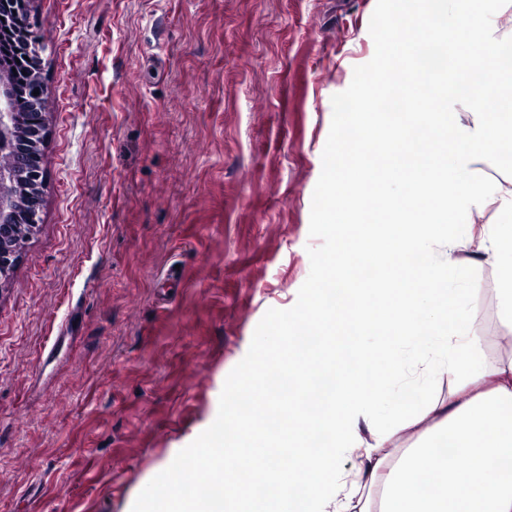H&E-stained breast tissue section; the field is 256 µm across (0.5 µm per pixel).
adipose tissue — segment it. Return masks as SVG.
<instances>
[{"label":"adipose tissue","mask_w":512,"mask_h":512,"mask_svg":"<svg viewBox=\"0 0 512 512\" xmlns=\"http://www.w3.org/2000/svg\"><path fill=\"white\" fill-rule=\"evenodd\" d=\"M399 46L386 87L421 111L360 123L381 143L378 158L349 143L329 183L343 200L336 256L316 301L272 337L276 370L295 399L284 411L249 401L230 437L202 462L227 471L224 496L180 481L173 512H512V357L488 360L458 298L478 292L468 264L491 267L501 323L512 328V176L485 163L512 157V0H450L429 37L411 18L424 0H403ZM486 97V110L449 111V99ZM380 220L355 234L363 203ZM496 218L481 239L449 234L460 207ZM449 380L447 393L427 386ZM298 457L288 469L252 452L270 445ZM354 457L350 470L338 463Z\"/></svg>","instance_id":"ef3b65f1"}]
</instances>
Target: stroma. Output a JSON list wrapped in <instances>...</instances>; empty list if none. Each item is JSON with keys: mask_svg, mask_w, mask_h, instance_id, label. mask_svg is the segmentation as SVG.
I'll list each match as a JSON object with an SVG mask.
<instances>
[{"mask_svg": "<svg viewBox=\"0 0 512 512\" xmlns=\"http://www.w3.org/2000/svg\"><path fill=\"white\" fill-rule=\"evenodd\" d=\"M376 0H31L43 205L0 283V512H131L310 272L333 95ZM465 305L512 343L495 276Z\"/></svg>", "mask_w": 512, "mask_h": 512, "instance_id": "stroma-1", "label": "stroma"}]
</instances>
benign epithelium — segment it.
Segmentation results:
<instances>
[{
  "label": "benign epithelium",
  "instance_id": "1",
  "mask_svg": "<svg viewBox=\"0 0 512 512\" xmlns=\"http://www.w3.org/2000/svg\"><path fill=\"white\" fill-rule=\"evenodd\" d=\"M15 0H0V28L13 25L21 40L24 53L39 57V40L27 35L25 13H13L7 4ZM34 88L39 95L31 96L35 111H13V92L0 78V281L7 279L18 258L19 249L8 248L10 238L25 240L37 227L42 206V153L46 132V113L36 111L45 98L40 75H35Z\"/></svg>",
  "mask_w": 512,
  "mask_h": 512
}]
</instances>
